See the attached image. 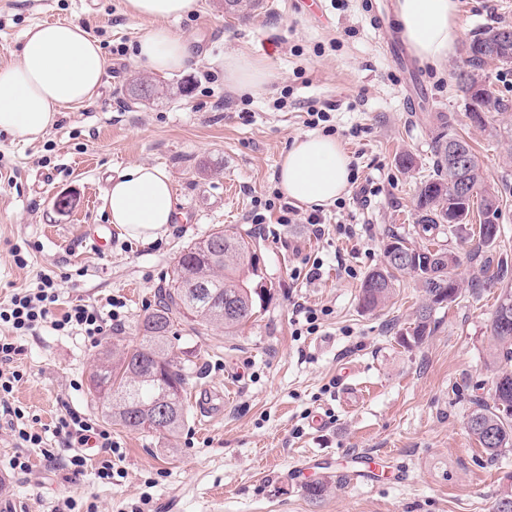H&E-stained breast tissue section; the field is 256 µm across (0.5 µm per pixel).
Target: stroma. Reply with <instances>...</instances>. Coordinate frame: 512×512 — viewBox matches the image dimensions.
<instances>
[{
  "label": "stroma",
  "instance_id": "obj_1",
  "mask_svg": "<svg viewBox=\"0 0 512 512\" xmlns=\"http://www.w3.org/2000/svg\"><path fill=\"white\" fill-rule=\"evenodd\" d=\"M321 18L299 0H263L251 17L226 12L224 0H197L193 12L166 20L192 39L197 60L183 72L150 75L134 66L139 39L154 21L130 16L125 0H0V68L16 65L23 34L35 23L70 21L96 39L108 66L95 97L63 110L42 138L27 142L0 132V303L32 287L37 274L58 277L54 314L88 304L108 311L125 306L115 336L141 343L139 316L154 308L182 248L217 226L256 237L271 298L245 326L189 322L179 327L177 353L189 372L184 426L169 438L110 423L89 376L113 336L90 343L50 325L16 337L11 367L22 373L0 402V512H54L59 498L76 500L79 512H491L512 451L489 458L466 430L477 400L488 396L500 367L490 320L512 271L495 285L473 281L475 268L512 263V109L473 124L455 87L464 65L457 52L442 70L407 69L385 49L386 33L367 12V0H320ZM465 39L500 23L512 25V0H458ZM124 55H115V47ZM241 51L263 61L271 79L243 104L224 83L221 61ZM148 77L157 86L147 99L129 87ZM335 104L330 123L357 169L345 208L324 207V233L309 224L258 232L251 222L255 199L277 189L279 160L295 138L308 134L309 106ZM465 135L498 192L496 243L463 259L464 290L433 313L432 332L406 347L423 296L401 275L386 305L364 311L359 288L383 263L389 235L414 243L416 191L432 166V145L445 131ZM416 165L403 172L400 155ZM131 163L165 168L177 215L166 235L143 243L119 236L104 252L84 243L89 225L106 221L104 195L113 177ZM69 208L55 205L57 197ZM30 247L27 267L11 249ZM318 257L322 276L292 278L306 257ZM318 310L307 333L293 305ZM363 387L346 396V383ZM228 392L214 414L196 402ZM21 408L43 435L29 449V473L10 470L15 453L9 411ZM109 426L122 450L119 477L96 475L100 449L82 448L88 463L72 475V455L52 428L65 408ZM322 418L314 426V418ZM52 449L46 461L43 449ZM357 452L390 456L399 479L367 485L344 476ZM313 478L333 483L318 501L293 480L298 463Z\"/></svg>",
  "mask_w": 512,
  "mask_h": 512
}]
</instances>
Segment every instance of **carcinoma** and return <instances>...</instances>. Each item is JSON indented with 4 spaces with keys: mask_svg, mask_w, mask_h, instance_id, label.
<instances>
[{
    "mask_svg": "<svg viewBox=\"0 0 512 512\" xmlns=\"http://www.w3.org/2000/svg\"><path fill=\"white\" fill-rule=\"evenodd\" d=\"M507 30L511 25L485 28L465 46V67L455 74L456 91L464 102L470 120L485 126L486 117L499 114L508 104L488 84L487 39ZM466 142L457 134L442 135L433 148V173L423 178L417 189V224L423 233H431L441 225L461 226L470 223L474 209L480 219L477 241L470 251L475 257L492 245L498 234L488 232L483 216L499 211V196L488 183L472 146L468 149V165L462 177L467 180L468 194L461 197L454 184L457 173L448 167V142ZM480 197L474 206V197ZM259 244L244 237L232 227L215 229L206 237L184 247L168 275L167 287L156 308L144 314L139 327L142 342L129 348L120 342L112 344L98 358L90 375V391L106 401L105 416L122 426L141 433L175 436L184 423V398L188 375L177 361L174 351L178 340L177 326L190 319L199 325H222L234 331L245 325L266 306L271 290L262 284ZM384 263L371 270L363 280L359 300L367 311L375 310L389 299L396 274L412 275L423 292V302L414 313L412 327L400 341L419 344L432 331V312L449 305L462 295L463 283L456 270L460 256L445 248L415 246L404 237L391 235L383 249ZM512 291L506 290L492 318L491 336L505 362H512ZM490 401L481 402L468 416V433L491 457L512 450V370L498 371ZM173 404L170 422L155 428L149 421L156 410ZM494 501L492 512H512V473L506 475ZM331 480L321 478L306 485L307 496L321 499Z\"/></svg>",
    "mask_w": 512,
    "mask_h": 512,
    "instance_id": "1",
    "label": "carcinoma"
}]
</instances>
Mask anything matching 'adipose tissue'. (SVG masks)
<instances>
[{
	"instance_id": "1",
	"label": "adipose tissue",
	"mask_w": 512,
	"mask_h": 512,
	"mask_svg": "<svg viewBox=\"0 0 512 512\" xmlns=\"http://www.w3.org/2000/svg\"><path fill=\"white\" fill-rule=\"evenodd\" d=\"M195 0H126L128 13L155 20L135 53L136 62L157 74L186 69L193 60L184 37L164 20L191 11ZM403 36L426 64L442 67L462 39L457 0H396ZM106 60L97 40L73 22L28 27L17 65L0 71V131L27 141L42 137L61 110L92 100L105 74ZM224 81L243 92L262 91L267 69L240 52L225 54ZM350 157L336 138L310 134L296 138L277 171L287 199L306 205L335 202L348 190ZM104 208L110 224L128 237L149 243L164 236L176 215L171 177L164 168L127 165L113 178Z\"/></svg>"
}]
</instances>
